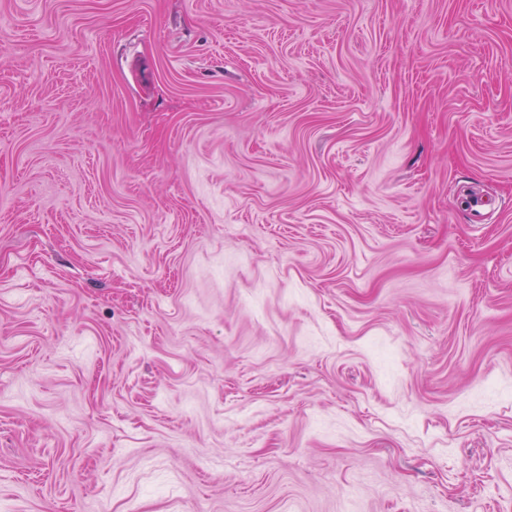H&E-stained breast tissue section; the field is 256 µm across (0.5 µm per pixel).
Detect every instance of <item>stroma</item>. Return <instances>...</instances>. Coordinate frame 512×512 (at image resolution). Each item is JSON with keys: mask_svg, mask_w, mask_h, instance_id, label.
Listing matches in <instances>:
<instances>
[{"mask_svg": "<svg viewBox=\"0 0 512 512\" xmlns=\"http://www.w3.org/2000/svg\"><path fill=\"white\" fill-rule=\"evenodd\" d=\"M512 512V0H0V512Z\"/></svg>", "mask_w": 512, "mask_h": 512, "instance_id": "1", "label": "stroma"}]
</instances>
